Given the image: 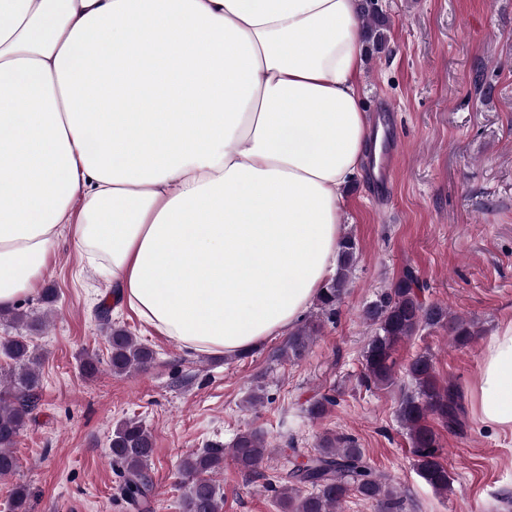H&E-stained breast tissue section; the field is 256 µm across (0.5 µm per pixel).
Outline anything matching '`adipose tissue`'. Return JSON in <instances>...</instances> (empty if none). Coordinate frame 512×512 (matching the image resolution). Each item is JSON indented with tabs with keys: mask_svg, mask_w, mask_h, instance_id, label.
Returning <instances> with one entry per match:
<instances>
[{
	"mask_svg": "<svg viewBox=\"0 0 512 512\" xmlns=\"http://www.w3.org/2000/svg\"><path fill=\"white\" fill-rule=\"evenodd\" d=\"M359 0H0V309L64 225L193 351L294 328L336 269L370 149ZM480 420L512 431V328Z\"/></svg>",
	"mask_w": 512,
	"mask_h": 512,
	"instance_id": "ef3b65f1",
	"label": "adipose tissue"
}]
</instances>
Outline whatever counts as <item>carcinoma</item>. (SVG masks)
<instances>
[{
    "mask_svg": "<svg viewBox=\"0 0 512 512\" xmlns=\"http://www.w3.org/2000/svg\"><path fill=\"white\" fill-rule=\"evenodd\" d=\"M361 24L366 41L375 48L382 45L383 16L367 6L362 11ZM357 257L355 238L343 236L336 273L317 297L319 313L288 335L273 353L274 359L299 360L306 355L320 330L321 319L330 320L336 314L349 288ZM4 315L9 316L17 333L0 341V355L10 360L11 368L9 380L0 384V479L15 473L17 461L12 448L41 398V355L31 336L40 322L31 320L18 308L0 312V317ZM97 315L101 324L109 328L113 373L143 370L153 363L151 348L126 329L111 324L109 307L99 306ZM362 318L373 327V335L362 351L360 375V383L368 389H384L394 383L396 348L419 330L446 326L459 346L468 345L475 335L473 324L451 316L448 307L422 300L420 282L410 269L377 294L363 309ZM405 371L412 389L402 394L398 421L411 441L420 477L433 489L446 492L450 475L440 461L442 448L427 419L433 415L449 431H456L463 412L459 390L451 381L446 385L439 382L432 355L427 352L416 355ZM334 405L335 395L323 394L308 405L306 412L313 419L320 418ZM109 450L112 465L123 481L124 496L134 503L147 498L151 492L147 470L154 453L148 429L137 418L123 420L112 431ZM268 454L264 436L257 430H247L237 434L229 449L220 441H212L184 457L180 471L191 480V487L182 502L183 512H221L214 476L224 469L225 456H231L245 473L260 476ZM268 487L275 493L280 512H337L351 494L376 503L378 512H402L404 506L397 490L375 472L356 441L339 434L324 435L311 455H290L287 476L272 470Z\"/></svg>",
    "mask_w": 512,
    "mask_h": 512,
    "instance_id": "carcinoma-1",
    "label": "carcinoma"
}]
</instances>
